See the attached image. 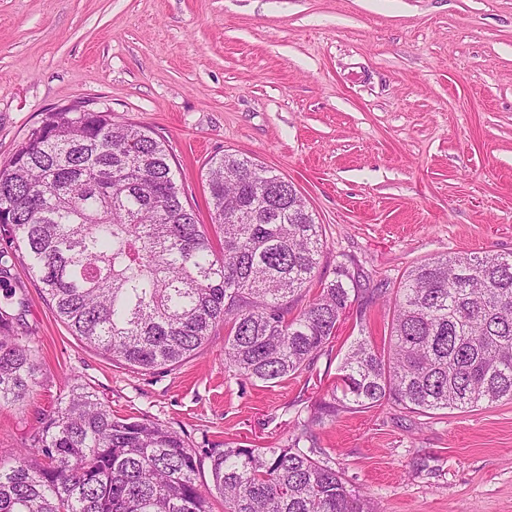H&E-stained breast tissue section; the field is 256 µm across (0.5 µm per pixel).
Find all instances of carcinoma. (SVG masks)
Segmentation results:
<instances>
[{
    "mask_svg": "<svg viewBox=\"0 0 512 512\" xmlns=\"http://www.w3.org/2000/svg\"><path fill=\"white\" fill-rule=\"evenodd\" d=\"M83 101L45 113L0 165V229L24 250L57 316L90 348L145 370L198 354L224 324V361L263 383L288 380L329 347L351 306L343 265L310 294L324 248L295 185L249 157L206 164L211 224L182 201L165 140ZM220 248H215L214 241ZM0 253V407L33 403L37 350L21 340L27 299ZM389 300V333L358 338L341 387L311 422L395 405L461 412L512 401V255L431 258ZM33 444L0 461V512H376L305 430L283 448L226 442L210 486L186 440L120 418L73 390L38 413ZM309 446H304V443Z\"/></svg>",
    "mask_w": 512,
    "mask_h": 512,
    "instance_id": "cac0c4a2",
    "label": "carcinoma"
}]
</instances>
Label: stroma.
<instances>
[{
    "label": "stroma",
    "instance_id": "1",
    "mask_svg": "<svg viewBox=\"0 0 512 512\" xmlns=\"http://www.w3.org/2000/svg\"><path fill=\"white\" fill-rule=\"evenodd\" d=\"M75 101L165 139L200 223L214 155L292 181L326 230L319 276L346 265L358 295L285 383L226 366L220 325L199 354L142 371L74 336L0 232L39 365L33 409L0 408L1 459L77 385L201 457L228 441L288 445L350 343L382 341L392 312L372 288L433 257L512 254V0H0V164ZM314 432L377 512H512V401L349 410Z\"/></svg>",
    "mask_w": 512,
    "mask_h": 512
}]
</instances>
